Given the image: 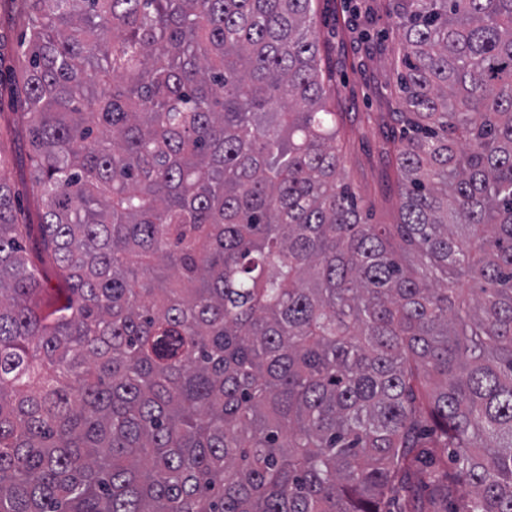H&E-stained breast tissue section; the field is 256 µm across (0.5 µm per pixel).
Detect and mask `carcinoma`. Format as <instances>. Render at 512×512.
Instances as JSON below:
<instances>
[{
    "mask_svg": "<svg viewBox=\"0 0 512 512\" xmlns=\"http://www.w3.org/2000/svg\"><path fill=\"white\" fill-rule=\"evenodd\" d=\"M311 2L4 0L64 289L0 181V512H512V0H396L394 224Z\"/></svg>",
    "mask_w": 512,
    "mask_h": 512,
    "instance_id": "carcinoma-1",
    "label": "carcinoma"
}]
</instances>
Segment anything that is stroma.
Returning a JSON list of instances; mask_svg holds the SVG:
<instances>
[{
	"label": "stroma",
	"mask_w": 512,
	"mask_h": 512,
	"mask_svg": "<svg viewBox=\"0 0 512 512\" xmlns=\"http://www.w3.org/2000/svg\"><path fill=\"white\" fill-rule=\"evenodd\" d=\"M312 10L323 68L336 76L327 94L338 113L337 145L346 158L343 180L356 193L369 223H395L399 197L384 150L388 131L365 119L369 112L397 109L393 74L403 48L392 23L391 0H376L371 12L357 15L347 13L341 0H312ZM365 30L378 34V41L362 39ZM20 109L14 91L0 88V178L15 191L23 219L35 224L41 206L30 192Z\"/></svg>",
	"instance_id": "1"
}]
</instances>
